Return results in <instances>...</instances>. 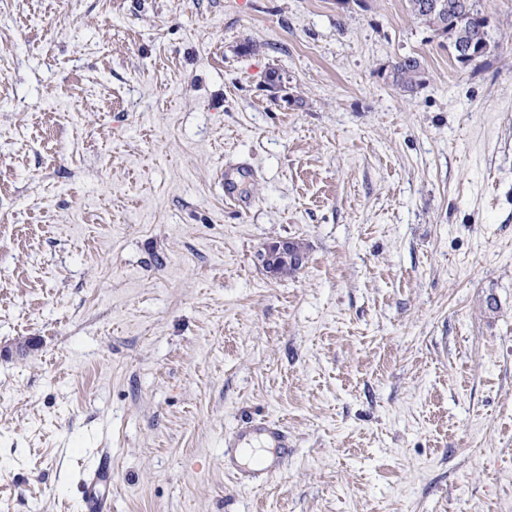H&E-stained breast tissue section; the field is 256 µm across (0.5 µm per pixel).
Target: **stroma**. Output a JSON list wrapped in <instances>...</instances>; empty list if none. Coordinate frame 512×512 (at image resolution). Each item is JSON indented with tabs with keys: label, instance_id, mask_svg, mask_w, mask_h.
I'll return each mask as SVG.
<instances>
[{
	"label": "stroma",
	"instance_id": "obj_1",
	"mask_svg": "<svg viewBox=\"0 0 512 512\" xmlns=\"http://www.w3.org/2000/svg\"><path fill=\"white\" fill-rule=\"evenodd\" d=\"M478 5L463 67L405 0H0V512H84L104 456L112 512H512V0ZM256 415L295 448L243 488ZM424 70L420 61L414 56H402L395 60L389 68L386 79L390 85L400 92L413 94L425 82ZM259 257L266 271L270 275L274 276L275 270L278 267L276 270V277L292 276L301 269V265L305 262V256L301 253L297 244L288 239L266 245L263 251L259 254ZM288 259L298 261L299 263L284 261ZM281 261L284 262L280 264ZM255 443L271 449L252 465L241 464V453ZM224 471L240 485H262L280 473L288 462V430L268 417L253 418L241 424L224 439Z\"/></svg>",
	"mask_w": 512,
	"mask_h": 512
}]
</instances>
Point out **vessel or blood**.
Listing matches in <instances>:
<instances>
[{
  "label": "vessel or blood",
  "mask_w": 512,
  "mask_h": 512,
  "mask_svg": "<svg viewBox=\"0 0 512 512\" xmlns=\"http://www.w3.org/2000/svg\"><path fill=\"white\" fill-rule=\"evenodd\" d=\"M224 471L241 485H261L280 473L288 462V431L267 417L248 420L224 439ZM112 469L96 467L84 485L86 512H112Z\"/></svg>",
  "instance_id": "b4317fda"
}]
</instances>
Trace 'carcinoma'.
<instances>
[{
    "mask_svg": "<svg viewBox=\"0 0 512 512\" xmlns=\"http://www.w3.org/2000/svg\"><path fill=\"white\" fill-rule=\"evenodd\" d=\"M454 2L456 0H407V5L413 16L448 40V47L471 45L475 57L485 55L490 49L488 21L478 8L477 0H469L466 12L452 8ZM386 79L394 89L407 94L416 92L425 82L420 61L409 55L390 65Z\"/></svg>",
    "mask_w": 512,
    "mask_h": 512,
    "instance_id": "1",
    "label": "carcinoma"
}]
</instances>
